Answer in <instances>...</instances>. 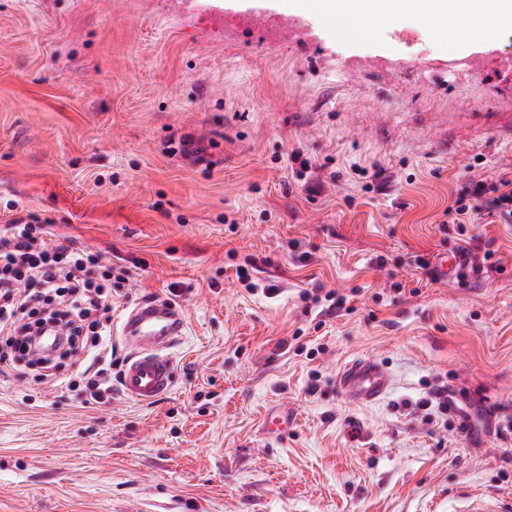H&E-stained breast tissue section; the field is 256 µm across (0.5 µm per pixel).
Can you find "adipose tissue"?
<instances>
[{"label": "adipose tissue", "mask_w": 512, "mask_h": 512, "mask_svg": "<svg viewBox=\"0 0 512 512\" xmlns=\"http://www.w3.org/2000/svg\"><path fill=\"white\" fill-rule=\"evenodd\" d=\"M289 5L297 13L326 16L348 7L356 15L386 19L412 10L443 21L464 16L477 23L512 24V0H289Z\"/></svg>", "instance_id": "adipose-tissue-1"}]
</instances>
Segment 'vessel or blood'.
Masks as SVG:
<instances>
[{
	"label": "vessel or blood",
	"instance_id": "1",
	"mask_svg": "<svg viewBox=\"0 0 512 512\" xmlns=\"http://www.w3.org/2000/svg\"><path fill=\"white\" fill-rule=\"evenodd\" d=\"M185 327L183 308L159 297L141 300L126 312L121 334L132 352L120 370L119 382L129 399L148 404L171 391L175 374L168 350ZM338 384L348 400L371 404L389 392L391 377L380 363L361 359L342 368Z\"/></svg>",
	"mask_w": 512,
	"mask_h": 512
}]
</instances>
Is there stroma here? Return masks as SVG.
<instances>
[{"label": "stroma", "instance_id": "obj_1", "mask_svg": "<svg viewBox=\"0 0 512 512\" xmlns=\"http://www.w3.org/2000/svg\"><path fill=\"white\" fill-rule=\"evenodd\" d=\"M258 12L287 16L0 0V230L33 216L127 270L113 326L174 288L188 324L151 405L94 400L65 359L62 386L0 374V512H469L480 495L512 512V223L446 215L512 176V78L423 69L468 51L448 39L462 17L312 14L308 39L274 47L211 23ZM349 54L408 66L337 76ZM464 236L495 260L439 277ZM312 288L348 301L321 312ZM365 357L393 387L357 405L336 378ZM274 406L293 417L280 439L262 430Z\"/></svg>", "mask_w": 512, "mask_h": 512}]
</instances>
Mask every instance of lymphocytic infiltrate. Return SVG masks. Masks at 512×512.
Segmentation results:
<instances>
[{"label": "lymphocytic infiltrate", "mask_w": 512, "mask_h": 512, "mask_svg": "<svg viewBox=\"0 0 512 512\" xmlns=\"http://www.w3.org/2000/svg\"><path fill=\"white\" fill-rule=\"evenodd\" d=\"M512 223V178L476 183L470 199L448 207L452 223H471L480 209ZM111 270L80 248L48 241L40 224L14 223L0 232V362L25 360L33 326L57 324L66 353L99 348L112 329Z\"/></svg>", "instance_id": "lymphocytic-infiltrate-1"}]
</instances>
